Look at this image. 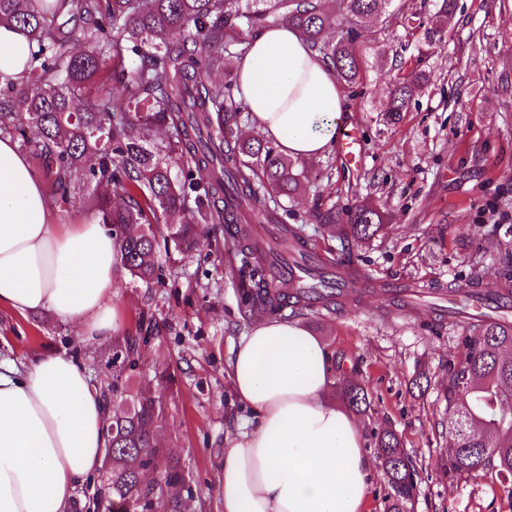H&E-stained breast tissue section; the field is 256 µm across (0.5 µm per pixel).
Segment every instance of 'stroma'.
<instances>
[{
	"label": "stroma",
	"mask_w": 512,
	"mask_h": 512,
	"mask_svg": "<svg viewBox=\"0 0 512 512\" xmlns=\"http://www.w3.org/2000/svg\"><path fill=\"white\" fill-rule=\"evenodd\" d=\"M416 13L407 28L398 8ZM387 17L336 16L335 36H348L362 61L361 78L341 89L364 154L345 164L338 151L297 162L306 179L283 221L302 229L312 251L349 252L358 272L381 289L333 310L303 317L332 352L336 382L356 383L370 406L356 413L366 440L372 482L365 512H387L388 477L376 454L379 433L395 431L418 473L409 512H512V484L491 472L449 476L444 389L464 319L448 311V287L479 277L491 288L512 268V0H456L445 42L427 47L433 0H391ZM431 72L408 112L382 119L400 71ZM371 203L383 234L343 248L320 230L317 205L349 210ZM239 242L223 229L191 254L162 255L157 279H118L112 303L120 332L153 330L141 349V386L170 375L163 401L162 440L183 475L181 512H224L218 489L224 439L249 412L236 400L227 362L241 336L263 314L241 309ZM411 295L393 304L384 285ZM80 325L46 313L20 316L0 307V359L28 362L35 354L72 351Z\"/></svg>",
	"instance_id": "1"
}]
</instances>
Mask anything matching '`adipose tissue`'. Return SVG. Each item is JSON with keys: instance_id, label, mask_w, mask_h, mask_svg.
Here are the masks:
<instances>
[{"instance_id": "obj_1", "label": "adipose tissue", "mask_w": 512, "mask_h": 512, "mask_svg": "<svg viewBox=\"0 0 512 512\" xmlns=\"http://www.w3.org/2000/svg\"><path fill=\"white\" fill-rule=\"evenodd\" d=\"M31 48L17 26L0 25V85L17 80ZM236 73L252 126L284 156L314 161L335 146L349 106L296 28L254 36ZM121 271L107 227L50 223L28 158L0 138V306L80 321L81 341L107 342L118 329ZM227 367L254 419L226 441L224 512H364L371 465L357 421L333 398L332 355L320 338L296 320L262 319ZM108 418L80 356L0 361V512H72L77 488L103 467Z\"/></svg>"}]
</instances>
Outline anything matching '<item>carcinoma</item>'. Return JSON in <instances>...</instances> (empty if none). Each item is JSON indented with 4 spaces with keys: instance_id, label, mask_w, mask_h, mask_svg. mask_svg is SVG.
Returning a JSON list of instances; mask_svg holds the SVG:
<instances>
[{
    "instance_id": "obj_1",
    "label": "carcinoma",
    "mask_w": 512,
    "mask_h": 512,
    "mask_svg": "<svg viewBox=\"0 0 512 512\" xmlns=\"http://www.w3.org/2000/svg\"><path fill=\"white\" fill-rule=\"evenodd\" d=\"M326 0H0V24L22 29L38 50L19 80L0 86V134L39 160L50 195L62 202L83 195L89 180L113 186L95 200L102 223L118 242L130 282H151L161 251L187 255L207 224L224 223L231 238L246 236L250 220H278L302 190L301 173L263 140L239 133L247 112L237 96L232 59L261 29L287 22L319 53L339 82L359 80L350 40L330 42L334 21ZM389 0H338L350 17L379 14ZM108 71L126 96L84 95ZM224 75L207 83L202 76ZM430 75H399L384 109L392 123L408 111L415 88ZM172 125L174 138L156 143L155 128ZM316 223L344 225L343 241H369L385 229L369 205L352 210L319 206ZM304 276L279 270L280 244L250 237L242 253L239 294L245 306L276 315L328 308L344 294L334 265L319 257L301 231L283 228ZM143 336H123L112 379V464L97 496L104 512H179L183 476L159 441L165 427L162 394L133 390ZM349 406L369 407L364 388L341 390ZM448 422L456 424L448 476L491 471L512 477V321L490 318L463 334L459 356L448 360ZM376 447L391 487L390 512H402L417 472L398 436L385 432Z\"/></svg>"
}]
</instances>
